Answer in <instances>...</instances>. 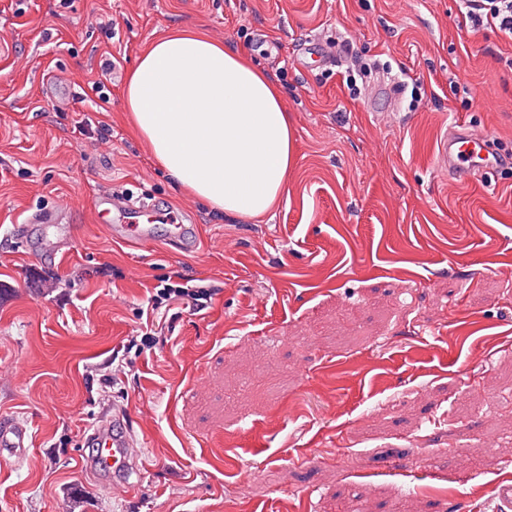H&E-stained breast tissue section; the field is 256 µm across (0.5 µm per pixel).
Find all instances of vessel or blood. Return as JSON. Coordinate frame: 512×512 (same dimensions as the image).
<instances>
[{"mask_svg":"<svg viewBox=\"0 0 512 512\" xmlns=\"http://www.w3.org/2000/svg\"><path fill=\"white\" fill-rule=\"evenodd\" d=\"M437 166L447 172L451 182L468 183L484 175L486 170L504 164L512 166V156H494L488 139L477 138L465 129H450L439 139ZM94 211L99 223L110 225L114 243L143 244L153 239L158 223H166L167 232L178 243L202 242L200 225L185 228L181 218L165 213L151 204L137 207L108 208L105 199H95ZM95 450L92 470L102 488L122 485L132 487V479L141 475V449L136 448L126 413L118 411L111 418L99 421L93 428ZM32 443L29 428L18 421H0V456L22 455Z\"/></svg>","mask_w":512,"mask_h":512,"instance_id":"obj_1","label":"vessel or blood"}]
</instances>
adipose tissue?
Masks as SVG:
<instances>
[{"label":"adipose tissue","instance_id":"obj_1","mask_svg":"<svg viewBox=\"0 0 512 512\" xmlns=\"http://www.w3.org/2000/svg\"><path fill=\"white\" fill-rule=\"evenodd\" d=\"M136 137L211 210L263 220L295 162L282 97L250 59L201 31L154 39L123 88Z\"/></svg>","mask_w":512,"mask_h":512}]
</instances>
